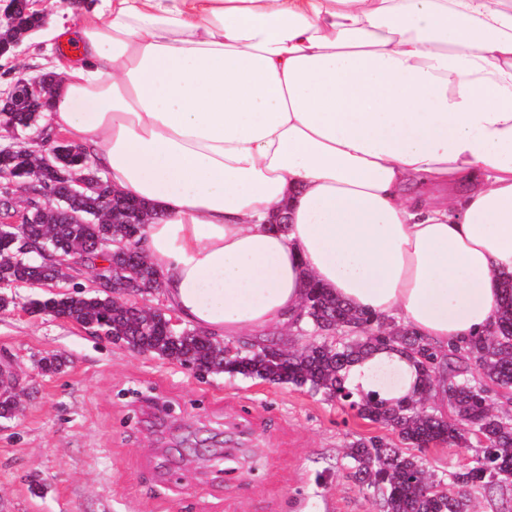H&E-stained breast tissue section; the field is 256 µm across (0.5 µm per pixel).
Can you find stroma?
<instances>
[{
  "label": "stroma",
  "instance_id": "35a3bbf8",
  "mask_svg": "<svg viewBox=\"0 0 512 512\" xmlns=\"http://www.w3.org/2000/svg\"><path fill=\"white\" fill-rule=\"evenodd\" d=\"M62 54L36 34L0 58V92L37 81ZM65 359L46 375L39 357ZM0 369L22 409L0 419V512H382L339 462L377 434L353 411L290 387L138 354L51 316L0 312ZM200 444L232 453L218 477Z\"/></svg>",
  "mask_w": 512,
  "mask_h": 512
}]
</instances>
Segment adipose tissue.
<instances>
[{
    "mask_svg": "<svg viewBox=\"0 0 512 512\" xmlns=\"http://www.w3.org/2000/svg\"><path fill=\"white\" fill-rule=\"evenodd\" d=\"M44 35L75 43L50 126L153 209L140 248L185 321L281 334L313 283L439 351L492 330L512 0H82ZM348 383L396 401L417 373L382 350Z\"/></svg>",
    "mask_w": 512,
    "mask_h": 512,
    "instance_id": "adipose-tissue-1",
    "label": "adipose tissue"
}]
</instances>
